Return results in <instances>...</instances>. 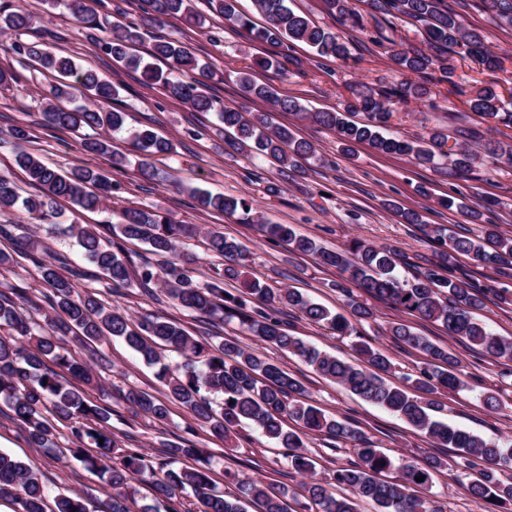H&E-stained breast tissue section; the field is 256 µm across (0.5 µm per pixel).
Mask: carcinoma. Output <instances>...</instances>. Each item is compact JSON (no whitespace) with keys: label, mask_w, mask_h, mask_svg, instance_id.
<instances>
[{"label":"carcinoma","mask_w":512,"mask_h":512,"mask_svg":"<svg viewBox=\"0 0 512 512\" xmlns=\"http://www.w3.org/2000/svg\"><path fill=\"white\" fill-rule=\"evenodd\" d=\"M48 9H68L80 30L108 28L99 41L103 54L125 66L141 71L145 82L158 85L170 98L196 112L217 111L223 130L234 136L233 145L241 150L270 158L281 167L300 172L299 160L316 154L314 145L295 138L286 127L267 121L263 113H248L239 105L216 107L217 101L206 92V81L217 76L208 63L192 56L179 42L158 37L148 53L150 60L136 53L144 40L143 27L162 25L170 18L186 25L205 28L206 17L197 9L198 0H135L138 16L131 21H108L96 5L101 0H44ZM209 10L230 25L247 32L248 38L276 48L304 43L314 52V61H346L350 39L329 28L314 24L296 12L288 0H254L264 18L261 25L236 8L237 0H205ZM374 20L397 18L421 35L416 43H405L390 50L389 58L402 79L378 89L354 91V101L339 112H304L291 97H282L267 84L253 80L250 71L237 72L241 95L246 100L260 99L276 112L303 113L317 126L332 130L345 147L367 143L380 154L412 157L420 164H432L436 151L448 158L452 169L467 175L479 168L484 158L493 156L512 163V140H484L481 125L512 128V98L493 86L469 91L468 112L477 122L456 129L460 138L481 144V149L463 148L449 143L443 130L415 139L385 134L396 108L431 97V86L455 84L454 57L472 58L489 70L501 69V59L486 45L481 30L467 27L461 16L445 0H366ZM327 10L341 24L361 25L348 0H324ZM484 7L501 27L512 28V0H483ZM36 18L24 11L0 7V32L18 36L34 29ZM10 49L18 56L36 62L42 69L62 79L56 93L77 92L93 100V106L62 110L48 102L43 110L45 125L55 128L89 129L80 142L87 155L110 152V141L101 134L124 129L120 86L98 73L78 69L73 62L42 47L37 42L15 41ZM164 63L161 68L158 63ZM360 112L359 123L347 114ZM9 136L19 146L16 165L31 185L40 191L23 202L28 217L42 224H54L59 213L51 203L67 198L75 206L96 211L107 208L120 189L89 166L61 172L43 159L22 148L31 139L29 128L13 125ZM137 153L135 172L152 179L150 159L173 150L171 140L149 128L129 132ZM198 203L207 210L233 213L245 201L222 194L195 192ZM19 200L14 182L0 175V215L14 210ZM407 224L423 225L427 236L441 247L439 261L402 279L395 274L401 254L389 247L353 240L345 250H327L310 238L297 234L288 224H262L260 230L271 242H286L292 250L314 256L321 265L339 271L336 283L347 296L348 314L333 313L292 288H270L257 280L232 295L224 281L237 280L244 267L245 248L219 231L207 234L208 249L224 257V269L203 285L195 283L189 265L194 256L180 249L183 239L194 230L175 224L166 216L140 208L121 210V222L112 224H72L66 233L76 239L85 260L114 287L137 285L152 295L162 288L167 297L197 318L236 319L262 342L301 358L316 372L336 382L360 399L384 408L425 432L443 448H455L476 455L486 468L468 486L471 497L487 505V512L512 503V444L489 442L473 433L435 418L436 396L464 387L461 360L447 349L414 333L402 322H394L388 333L399 346L424 354L418 374L402 385L385 379L391 359L368 345L358 347L365 365H355L306 344L288 332L285 323L274 316V305L286 304L299 317L325 327L338 336L357 333L356 325L373 317V312L354 299L353 289L388 301L413 316L441 323L452 337H460L487 358L512 362V338L498 336L475 317L483 309L490 289L465 276L454 275L453 261L458 255L470 257L483 268L500 269L512 265V236H505L497 224L484 225L483 237L470 238L452 232L444 225L422 224L421 215L403 211ZM0 237L13 244V252L0 251V267L33 265L44 291L35 301L23 287L10 294L0 292V401L8 405L14 420L27 432L37 448L56 447L58 425L68 427L70 456L88 469L107 475L112 495L101 512H133L136 503L134 483L148 485L165 512H246L245 504L255 502L261 512H290V493L283 487L264 484L250 477L235 478V491L218 492L213 485L211 456L191 440L163 444L164 459L148 461L136 448L119 450L111 431L112 409L88 398L85 387L99 386V376L91 363L79 360L68 348L71 342L87 346L103 337L123 339L149 365L159 366L157 377L166 389V400L131 389L124 394L125 404L134 415L157 420L169 416L167 402L175 401L188 410L198 427L215 437L249 427L287 449L284 458L288 471L305 476L303 498L315 512H359L361 501L378 504L383 512H443L438 501L407 492L412 487L432 484L441 462L428 459L424 464L401 466L402 483H390L379 475L394 467L389 455L376 446L344 416H328L304 398L302 383L279 366L267 362L234 338L214 342L197 338L180 324L161 316H143L135 321L127 314L106 308L91 290L78 291L72 279H87L91 274L72 265L66 256H44L46 247L38 236L19 224H0ZM142 241L152 252L167 258L162 266L148 261L136 265L126 252L125 242ZM180 355L182 361L164 362V353ZM70 375L78 384L67 381ZM292 419L312 432L337 441H349L357 449V461L342 467L330 478L315 470L301 437L285 427ZM424 480L417 481L418 477ZM191 491L198 509L185 506L183 494ZM0 498H9L16 512H47L46 491L29 466L0 453ZM53 512H87L83 497L73 492L55 498Z\"/></svg>","instance_id":"cac0c4a2"}]
</instances>
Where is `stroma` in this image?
I'll use <instances>...</instances> for the list:
<instances>
[{"mask_svg":"<svg viewBox=\"0 0 512 512\" xmlns=\"http://www.w3.org/2000/svg\"><path fill=\"white\" fill-rule=\"evenodd\" d=\"M5 2L37 17L32 40L47 43L79 67L110 76L120 84L127 126H150L175 145L173 153L153 159L156 175L149 181L135 175L132 168H113L110 156L85 155L77 133L42 125L45 102L58 83L56 76L21 62L10 50L12 36L0 34V68L12 70L19 77L17 83L0 89V173L12 176L22 195L35 194V187L26 182L15 164L16 146L7 134L11 125L20 123L28 126L32 134L30 149L46 162L62 170L95 166L122 186L119 198L113 199L107 209L85 211L61 200L56 205L59 227L31 223V230L50 250L66 254L73 264L83 265L84 260L74 239L64 235V228L72 224L118 222L119 209L129 204L165 213L173 222L195 229V236L184 244L197 257L191 270L194 281L201 284L209 281L221 265L220 259L205 245L207 232L215 229L245 246L244 270L248 278L273 288L299 290L315 302L341 311L346 301L335 287L338 271L321 266L314 256L292 252L287 243L267 241L259 232V225H293L299 233L329 249L345 248L355 239L396 248L409 259L408 265L397 268L402 276L410 275L412 266L426 267L437 261L439 247L419 226L404 223L396 213L397 208L418 211L425 223L442 224L471 237L478 235L485 224L499 225L502 231L512 235L510 163L490 158L475 174L457 175L444 157L437 166L425 167L405 155L376 153L365 144L355 145L347 154L342 152L334 132L314 125L301 115L277 112L272 116L273 124L288 127L296 138L312 142L317 154L316 159L305 164L303 172L285 174L277 163L245 155L226 144L216 113L192 111L187 105L166 97L159 86L143 85L138 72L113 62L97 48L94 40L79 32L68 11H47L42 0ZM350 4L361 14L362 25L345 31L352 41L348 62L332 64L327 72L314 65L311 50L303 44L289 48V58L283 61L281 70L253 68L254 58L269 54L270 46L250 42L244 31L230 27L218 17L212 18L208 29L202 32L176 20L165 33L183 42L200 61L217 68L218 75L211 81L208 92L221 103L240 104L255 113L265 111L264 103L246 102L241 97L237 73L249 66L257 82L275 86L281 95L296 98L315 111H336L351 100L353 90L359 85L377 88L399 78L384 47L376 43L380 33L362 0H350ZM460 14L466 24L483 32L489 48L501 56L502 69L491 71L470 59L455 60V85H439L430 100L399 107L393 114L390 134L411 138L435 128L456 129L458 117L466 112L464 98L456 92V85L470 90L503 79L512 72V29L497 26L489 12L481 8L480 0H469ZM191 185L245 200L247 208L233 215L202 210L187 191ZM461 201L480 208V219L465 218L457 208ZM98 293L104 303L126 310L134 317L154 313L182 323L189 331L198 329L197 321L172 300L154 301L137 288L102 287ZM357 299L373 311L374 319L359 326L356 335L337 336L298 320L294 323L296 336L354 363L360 360L357 344L384 350L392 362L387 379L398 384L404 377L415 375L424 362L421 352L399 348L387 333L391 323L407 321L418 334L448 347L462 361L466 386L440 395V419L486 440L512 438V362L492 361L470 344L448 336L440 324L405 316L384 300L364 293L358 294ZM221 329L223 335L238 337L243 345L300 380L307 399L313 404L358 425L365 437L394 459L396 467L386 472V480L398 482L399 464L436 458L441 460L442 467L432 486L424 489V496L438 501L444 512H483L481 504L467 492L468 485L484 466L480 458L472 455L463 458L455 449L436 447L431 438L400 417L361 400L297 356L260 342L243 332L237 323L222 324ZM71 352L82 358L98 353L96 371L103 381V389L91 391L90 397L96 400L101 394L111 395L112 431L121 447L138 448L154 460L159 456L162 440L191 439L212 454V477L218 487L231 489V482L225 478L230 471L298 490L301 477L287 475L282 449L256 431H248L246 437L225 443L198 429L187 410L176 403L170 404L169 417L162 423L133 416L121 399L129 388L160 398L166 390L157 378L156 367L145 364L122 340L107 337L88 349L72 346ZM489 391L500 401L499 410L494 412L483 405V396ZM302 438L322 477L331 476L337 468L356 459L352 448L344 442L309 431L303 432ZM0 452L30 466L48 496L69 491L81 493L89 512H99L111 492L103 475L86 470L73 458L32 447L19 423L1 414Z\"/></svg>","mask_w":512,"mask_h":512,"instance_id":"1","label":"stroma"}]
</instances>
